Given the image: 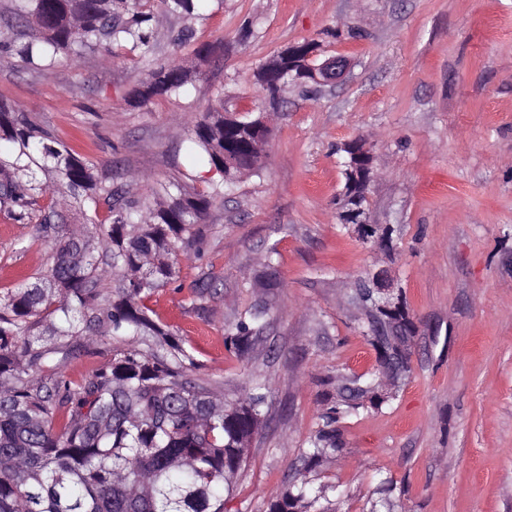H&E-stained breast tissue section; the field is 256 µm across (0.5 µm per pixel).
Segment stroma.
<instances>
[{
    "label": "stroma",
    "instance_id": "1",
    "mask_svg": "<svg viewBox=\"0 0 512 512\" xmlns=\"http://www.w3.org/2000/svg\"><path fill=\"white\" fill-rule=\"evenodd\" d=\"M304 40L347 59L346 76L315 99L285 88L261 173L213 202L201 257L178 255L148 302L192 352L191 379L229 402L268 388L227 512H265L301 475L328 486L337 512H512V0H224L181 50L216 48L184 95L129 106L145 68L122 54L44 73L0 57V95L135 197L177 177L205 195L214 174L189 152L184 118L219 95L234 111L261 105L254 70ZM359 140L378 171L370 220L393 230L385 250L336 218V148ZM268 261L282 280L272 297L256 284ZM49 264L36 224L0 213V292ZM379 269L418 327L410 377L391 403L342 419L340 453L307 467L329 383L377 366L351 296ZM257 305L268 325L241 359L224 333Z\"/></svg>",
    "mask_w": 512,
    "mask_h": 512
}]
</instances>
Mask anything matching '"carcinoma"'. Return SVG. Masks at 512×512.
I'll return each mask as SVG.
<instances>
[{
	"instance_id": "obj_1",
	"label": "carcinoma",
	"mask_w": 512,
	"mask_h": 512,
	"mask_svg": "<svg viewBox=\"0 0 512 512\" xmlns=\"http://www.w3.org/2000/svg\"><path fill=\"white\" fill-rule=\"evenodd\" d=\"M224 0H7L0 4V56L36 72L87 52L110 63L120 47L146 68L127 102L146 107L185 93L212 52L196 61L178 54L195 37L193 23ZM186 24L167 35L171 56L156 58L159 16ZM270 111L288 86L311 96L320 87L295 77L279 56L254 72ZM228 109L217 96L188 122L189 150L217 178L198 198L171 182L152 200L127 195L99 177L94 163L10 101L0 99V211L16 223L38 224L52 263L0 294V512H226L236 478L264 418L266 386L255 384L234 402L192 381L193 357L150 315L147 301L177 276L178 249L199 252L212 202L243 174H257L270 129L238 116L239 142L224 145ZM259 286L280 287L273 263ZM112 288H106L107 283ZM368 323L383 300L364 281ZM267 326V308L253 307L225 330L224 346L245 356ZM101 337L110 357L75 381L69 359ZM398 373L361 376L325 394L306 458L340 452L336 424L360 409L395 399L410 372V354L395 358ZM326 488L305 479L284 487L266 512H334L319 508Z\"/></svg>"
}]
</instances>
